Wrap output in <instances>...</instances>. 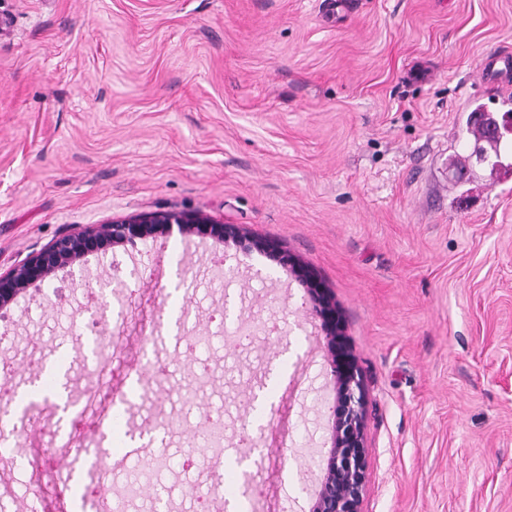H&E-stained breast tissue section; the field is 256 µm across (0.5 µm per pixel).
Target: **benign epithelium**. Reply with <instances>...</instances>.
<instances>
[{
	"mask_svg": "<svg viewBox=\"0 0 512 512\" xmlns=\"http://www.w3.org/2000/svg\"><path fill=\"white\" fill-rule=\"evenodd\" d=\"M475 124L487 135L503 141L512 135V114L476 112ZM178 234L221 242L251 244L287 269L309 295L311 311L320 321L326 355L334 376L332 408L334 439L322 457L312 512H363L368 478L369 448L366 437L368 397L363 373L346 334L345 319L319 278L298 257L265 239L246 240L237 224H224L204 212H150L108 224H92L65 233L0 273V308L12 304L31 288L49 282L56 272L74 267L89 255L105 254L138 240L169 238Z\"/></svg>",
	"mask_w": 512,
	"mask_h": 512,
	"instance_id": "1",
	"label": "benign epithelium"
}]
</instances>
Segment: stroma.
<instances>
[{
    "mask_svg": "<svg viewBox=\"0 0 512 512\" xmlns=\"http://www.w3.org/2000/svg\"><path fill=\"white\" fill-rule=\"evenodd\" d=\"M512 52V0H0V271L58 236L143 212L202 211L297 256L346 321L368 389L364 512H512V148L498 166L469 157L466 117L502 112L512 78L485 83L480 60ZM468 177L453 181L450 161ZM119 326L108 385L82 417L71 489L101 454L127 455L151 495L114 512H194L170 487L260 512H310L332 444L333 376L307 293L265 254L232 242L147 240L92 256L0 313V360L25 388L33 365L91 379L90 300ZM207 336L189 354L166 339ZM277 324L237 355L225 337ZM154 348L142 391L129 361ZM290 378L251 429L274 359ZM217 383L192 379L195 362ZM129 419L94 431L113 400ZM224 408L234 472L198 444L206 405ZM5 432L24 453L11 499L30 501L58 464L65 408ZM163 426L170 468L139 469L138 423Z\"/></svg>",
    "mask_w": 512,
    "mask_h": 512,
    "instance_id": "stroma-1",
    "label": "stroma"
}]
</instances>
